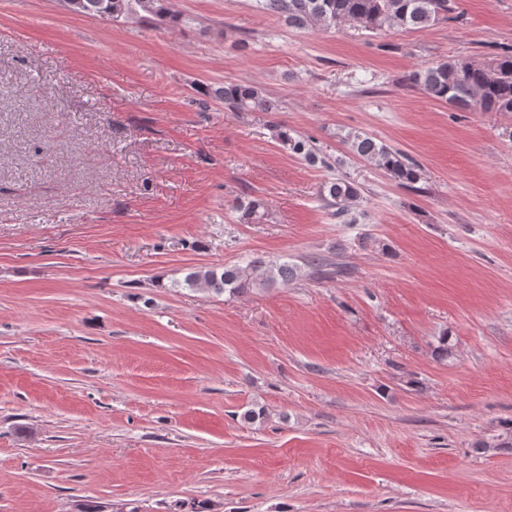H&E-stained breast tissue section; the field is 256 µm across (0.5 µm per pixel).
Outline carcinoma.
<instances>
[{
	"label": "carcinoma",
	"mask_w": 512,
	"mask_h": 512,
	"mask_svg": "<svg viewBox=\"0 0 512 512\" xmlns=\"http://www.w3.org/2000/svg\"><path fill=\"white\" fill-rule=\"evenodd\" d=\"M460 0H259L264 12L288 22L295 29L311 25L326 28L353 22L359 27L378 32L392 27L424 28L458 12ZM72 11L114 22L129 19L178 26L181 15L172 12L167 0H69ZM408 83L426 96L459 109L481 112H512V52L489 60L474 61L450 58L409 74ZM216 98L235 112H274L277 105L261 88L246 82L226 83L214 90ZM276 137L292 153L313 162L316 154L311 140L292 135L288 127L276 125ZM351 151L372 162L400 186L407 188L418 180V164L399 150L376 141L368 135L348 137ZM333 215L343 218L350 204L359 196L356 185L342 178L326 183L320 191ZM266 216V204L251 199L242 208L243 224H259ZM297 267L288 262H266L253 258L243 265L192 270L183 279L171 283L216 295L244 293L285 284L296 276Z\"/></svg>",
	"instance_id": "cac0c4a2"
}]
</instances>
